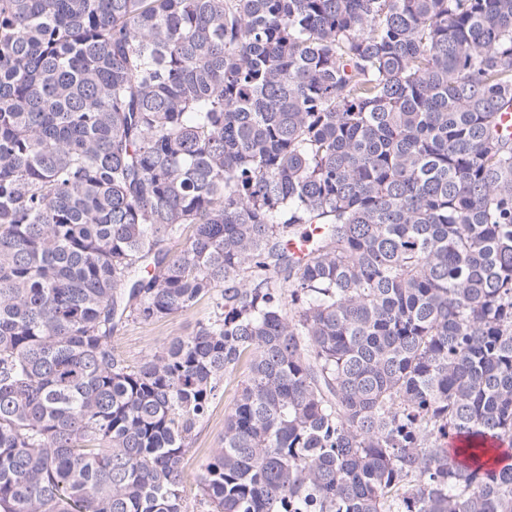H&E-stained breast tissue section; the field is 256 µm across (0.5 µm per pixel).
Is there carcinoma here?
<instances>
[{"label":"carcinoma","mask_w":512,"mask_h":512,"mask_svg":"<svg viewBox=\"0 0 512 512\" xmlns=\"http://www.w3.org/2000/svg\"><path fill=\"white\" fill-rule=\"evenodd\" d=\"M509 109L512 0H0V512H187L241 366L210 512H512ZM211 311V300L205 297L189 311L173 318L151 323L126 321L114 331L112 346L131 366H137L163 343L191 332L196 322ZM243 370L244 368L238 369L224 381L226 396L216 400L208 420L198 425L192 433L191 449L185 461L184 474V495L189 512L210 510L198 487L200 466L214 448L221 447L224 436V402L233 394L242 379Z\"/></svg>","instance_id":"1"}]
</instances>
